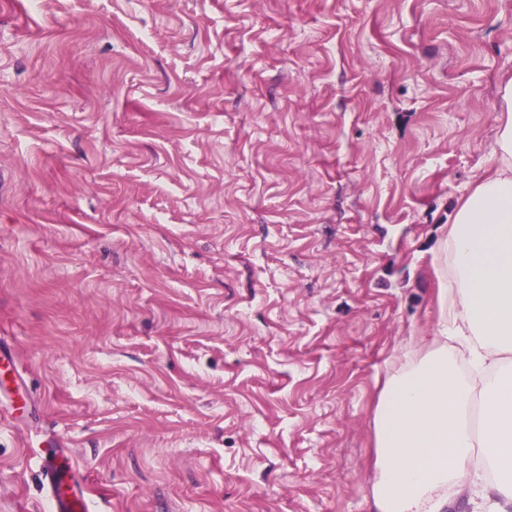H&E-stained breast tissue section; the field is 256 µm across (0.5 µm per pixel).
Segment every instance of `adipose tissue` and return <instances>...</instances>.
I'll list each match as a JSON object with an SVG mask.
<instances>
[{
    "label": "adipose tissue",
    "instance_id": "adipose-tissue-1",
    "mask_svg": "<svg viewBox=\"0 0 512 512\" xmlns=\"http://www.w3.org/2000/svg\"><path fill=\"white\" fill-rule=\"evenodd\" d=\"M496 122L490 165L451 215L435 270L441 340L378 396L376 512H444L449 481L466 471L494 512H512V79Z\"/></svg>",
    "mask_w": 512,
    "mask_h": 512
}]
</instances>
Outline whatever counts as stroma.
I'll return each mask as SVG.
<instances>
[{
	"label": "stroma",
	"mask_w": 512,
	"mask_h": 512,
	"mask_svg": "<svg viewBox=\"0 0 512 512\" xmlns=\"http://www.w3.org/2000/svg\"><path fill=\"white\" fill-rule=\"evenodd\" d=\"M507 76L512 0H0V512H371ZM44 478L51 512H84L87 510L82 489L71 482L65 483L59 474V465L48 461L44 466Z\"/></svg>",
	"instance_id": "obj_1"
}]
</instances>
